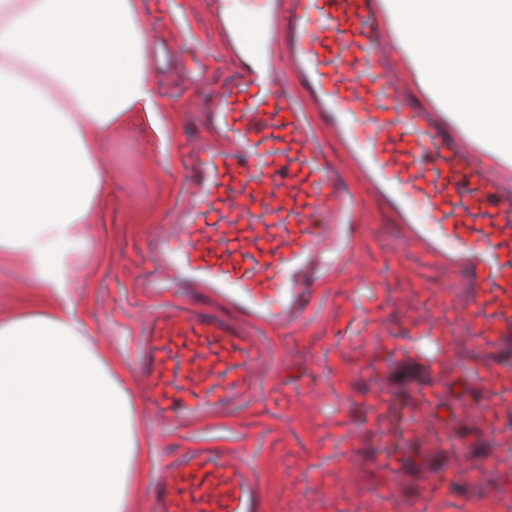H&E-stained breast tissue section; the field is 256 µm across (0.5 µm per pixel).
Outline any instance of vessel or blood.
<instances>
[{"label": "vessel or blood", "instance_id": "obj_1", "mask_svg": "<svg viewBox=\"0 0 512 512\" xmlns=\"http://www.w3.org/2000/svg\"><path fill=\"white\" fill-rule=\"evenodd\" d=\"M384 39L377 0H293L289 78L249 70L209 107L224 147L184 161L191 201L158 242L182 280L174 302L145 313L135 358L155 421L180 428L253 396L271 353L248 326L303 316L320 256L346 232L353 192L297 85L401 214L404 238L460 275L462 370L486 380L484 407L512 394V196L402 87ZM416 200L428 223H416ZM149 501L148 512H267L258 471L220 448L163 464Z\"/></svg>", "mask_w": 512, "mask_h": 512}]
</instances>
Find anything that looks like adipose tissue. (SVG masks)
Returning <instances> with one entry per match:
<instances>
[{"label":"adipose tissue","mask_w":512,"mask_h":512,"mask_svg":"<svg viewBox=\"0 0 512 512\" xmlns=\"http://www.w3.org/2000/svg\"><path fill=\"white\" fill-rule=\"evenodd\" d=\"M402 75L512 175V0H378ZM144 0H0V512H132L147 477L137 388L72 298L84 227L112 187L113 125L159 139ZM1 280L5 286L0 288V305L2 304L3 307L8 305L12 298L21 296L27 291V273L20 263H17L5 273L0 271V283Z\"/></svg>","instance_id":"ef3b65f1"}]
</instances>
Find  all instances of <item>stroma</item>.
Segmentation results:
<instances>
[{
  "mask_svg": "<svg viewBox=\"0 0 512 512\" xmlns=\"http://www.w3.org/2000/svg\"><path fill=\"white\" fill-rule=\"evenodd\" d=\"M143 26L159 109L174 122L173 138L165 146L139 124L113 128L103 157L112 194L102 220L86 229L73 293L94 329L95 347L127 363L142 313L154 302L146 283L169 273L150 245L167 231L187 193L185 155L214 142L204 105L239 66L225 48L212 0H146ZM319 137L358 198L351 248L329 256L299 323L260 330L273 354L262 392L230 415L179 431L151 423L147 404L139 406L140 435L154 445L145 469L192 448L222 446L257 468L268 512H287L299 476L316 456L332 455L335 437L349 436L357 468L372 472L371 415L377 411L388 416L384 460L400 470L409 497L423 492L426 481L404 446V414L448 412L449 426L466 430L478 453L493 448L479 421L459 418L460 404L480 403L481 385L452 365L443 335L414 317L421 310L437 323L454 322L462 299L456 273L405 240L397 217L364 186L341 144L327 131ZM340 353L370 362L375 373L352 405L337 402L321 373L322 363Z\"/></svg>",
  "mask_w": 512,
  "mask_h": 512,
  "instance_id": "1",
  "label": "stroma"
}]
</instances>
